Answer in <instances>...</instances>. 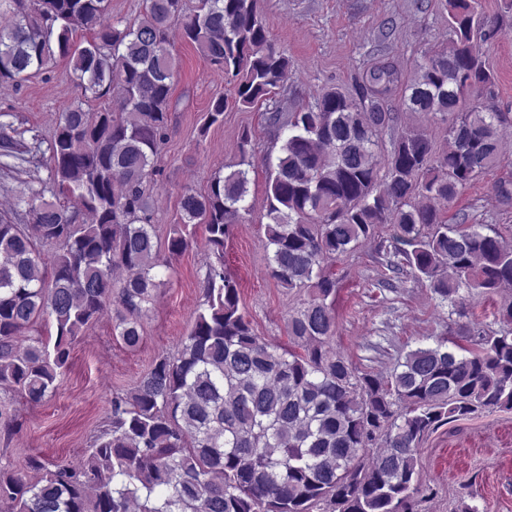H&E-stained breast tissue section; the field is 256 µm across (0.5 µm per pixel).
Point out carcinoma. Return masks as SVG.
<instances>
[{
	"label": "carcinoma",
	"instance_id": "obj_1",
	"mask_svg": "<svg viewBox=\"0 0 512 512\" xmlns=\"http://www.w3.org/2000/svg\"><path fill=\"white\" fill-rule=\"evenodd\" d=\"M108 0H0V85L68 65L86 99L119 106L61 114L50 142L52 194L27 188L28 223L0 217V437L19 428L13 395L51 397L79 336L117 295L113 335L137 347L141 321L160 284L148 196L167 138L174 85V23L209 64L234 81L207 125L231 104L272 101L288 57L271 43L259 0H147L134 25L108 17ZM446 43L408 78L378 63L356 95L337 89L281 119L288 132L265 178L268 276L308 299L288 316V346L258 336L240 310V284L224 268V244L246 204L252 134L240 160L204 192L188 191L170 225L175 255L206 232L202 303L176 351L157 356L132 389L112 396L107 421L79 466L57 460L29 480L0 464V503L10 512H419L426 489L416 470L422 441L484 410H512V302L506 328L476 330L478 348L448 341L405 353L387 379L361 373L332 345L336 259L383 224L396 229L392 270L429 282L440 302L512 288V247L484 224H450L441 205L500 159L512 118L490 104L495 78L478 43L497 25L479 0H442ZM401 89L422 116H452L448 150L426 132L395 138L380 175L377 149L390 115L381 99ZM55 252L44 255L37 244ZM125 271L114 291V270ZM53 336H33L40 319Z\"/></svg>",
	"mask_w": 512,
	"mask_h": 512
}]
</instances>
